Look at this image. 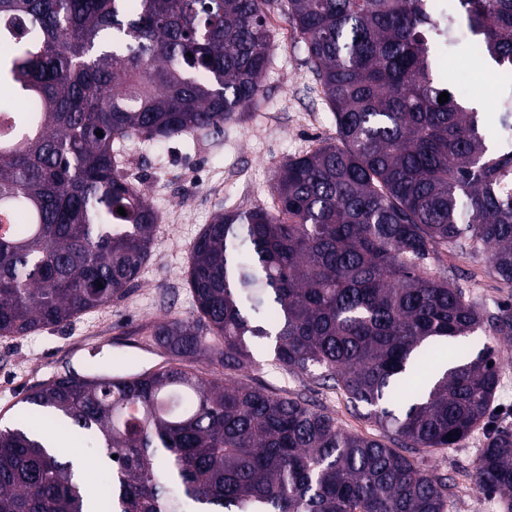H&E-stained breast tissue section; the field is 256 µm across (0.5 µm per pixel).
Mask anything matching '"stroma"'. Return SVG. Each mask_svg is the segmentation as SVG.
<instances>
[{
  "label": "stroma",
  "mask_w": 512,
  "mask_h": 512,
  "mask_svg": "<svg viewBox=\"0 0 512 512\" xmlns=\"http://www.w3.org/2000/svg\"><path fill=\"white\" fill-rule=\"evenodd\" d=\"M268 21L273 60L257 111L207 138L130 143L125 168L142 177L152 204L165 219L154 233L153 257L129 297L61 328L0 338V424L12 425L25 409L27 391L56 376L138 374L162 366L167 356L148 343L147 336L157 322L184 318L191 311L184 272L193 240L218 213L270 205L276 166L322 142L335 141L331 111L286 11L273 7ZM436 56L441 72L458 67L481 108L493 111L498 86L492 65L470 69L464 58L449 57L444 47L437 48ZM448 266L462 268L460 286L486 310H494L512 294L493 276L486 260L452 257ZM253 354L257 366L247 374V383L277 395L308 398L350 431L376 434L370 421L356 418L332 392L306 376L275 368L264 345L254 346ZM484 442V431H476L428 461L448 478L453 512H499L495 500L470 485Z\"/></svg>",
  "instance_id": "obj_1"
}]
</instances>
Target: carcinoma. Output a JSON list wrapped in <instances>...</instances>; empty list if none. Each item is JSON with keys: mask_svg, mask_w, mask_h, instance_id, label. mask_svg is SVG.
I'll list each match as a JSON object with an SVG mask.
<instances>
[{"mask_svg": "<svg viewBox=\"0 0 512 512\" xmlns=\"http://www.w3.org/2000/svg\"><path fill=\"white\" fill-rule=\"evenodd\" d=\"M275 0H0V338L126 299L159 212L120 167L126 143L218 132L263 98ZM336 123L276 168L272 205L216 215L190 249L192 315L151 332L169 362L55 377L22 402L92 440L104 502L74 459L22 421L0 427V512H447L448 478L419 458L487 426L512 302L486 313L425 262L484 256L512 288V140L433 73L464 23L498 67L512 135V0H287ZM449 93L441 104L439 94ZM102 131L103 136L96 135ZM124 208L126 215L118 213ZM102 286H97V283ZM275 364L336 390L392 445L307 400L238 377ZM213 367L205 378L192 364ZM450 368L440 374L439 365ZM453 441H448V436ZM117 458H112V455ZM473 477L512 512V428L487 434Z\"/></svg>", "mask_w": 512, "mask_h": 512, "instance_id": "carcinoma-1", "label": "carcinoma"}]
</instances>
